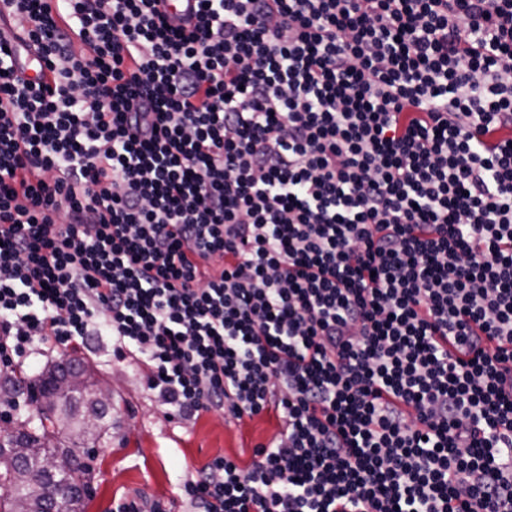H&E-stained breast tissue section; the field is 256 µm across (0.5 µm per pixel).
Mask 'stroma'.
Wrapping results in <instances>:
<instances>
[{"mask_svg": "<svg viewBox=\"0 0 512 512\" xmlns=\"http://www.w3.org/2000/svg\"><path fill=\"white\" fill-rule=\"evenodd\" d=\"M78 357L112 388L101 435L91 445L85 512H112L121 499L136 500L145 512H193L183 492L191 472L217 456L249 464L254 449L281 431L272 411L239 421L217 413L180 416L150 389L146 363L114 356L106 332L89 336Z\"/></svg>", "mask_w": 512, "mask_h": 512, "instance_id": "1", "label": "stroma"}]
</instances>
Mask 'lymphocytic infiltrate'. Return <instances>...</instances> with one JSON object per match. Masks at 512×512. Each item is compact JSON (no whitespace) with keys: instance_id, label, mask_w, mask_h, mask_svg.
Masks as SVG:
<instances>
[{"instance_id":"obj_1","label":"lymphocytic infiltrate","mask_w":512,"mask_h":512,"mask_svg":"<svg viewBox=\"0 0 512 512\" xmlns=\"http://www.w3.org/2000/svg\"><path fill=\"white\" fill-rule=\"evenodd\" d=\"M7 3L0 364L276 411L195 512H512V0Z\"/></svg>"}]
</instances>
